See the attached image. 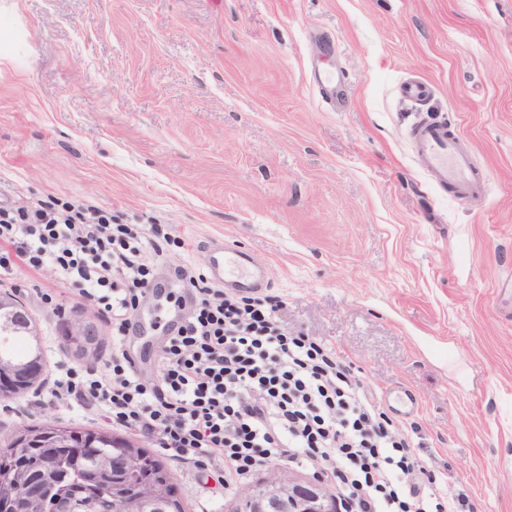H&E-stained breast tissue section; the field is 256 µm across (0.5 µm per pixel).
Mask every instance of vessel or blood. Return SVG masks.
<instances>
[{"label": "vessel or blood", "mask_w": 512, "mask_h": 512, "mask_svg": "<svg viewBox=\"0 0 512 512\" xmlns=\"http://www.w3.org/2000/svg\"><path fill=\"white\" fill-rule=\"evenodd\" d=\"M432 93V84L423 79H411L399 87L400 96L415 104L427 101ZM412 139L417 157L434 174L440 187L451 189L460 198L480 197L486 193L485 179L447 123L418 124L412 130ZM207 268L215 282L241 292L255 291L261 283L248 255L226 244H216L209 249Z\"/></svg>", "instance_id": "vessel-or-blood-1"}]
</instances>
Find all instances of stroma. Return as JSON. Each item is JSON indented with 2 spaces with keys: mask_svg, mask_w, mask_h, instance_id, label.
Here are the masks:
<instances>
[{
  "mask_svg": "<svg viewBox=\"0 0 512 512\" xmlns=\"http://www.w3.org/2000/svg\"><path fill=\"white\" fill-rule=\"evenodd\" d=\"M335 72L332 100L315 83ZM432 83L423 109L398 95ZM446 120L489 193L452 197L407 132ZM111 208L168 224L185 245L133 319L127 352L159 373L177 271L227 243L261 270L289 327L340 351L439 487L474 512H512V0H0V198ZM18 270L0 292L29 308L46 370L0 399L18 424L111 428L35 407L58 366L104 369L112 336L79 354L62 318L96 317L71 285L52 303ZM411 391L412 414L390 393ZM186 512H232L208 468L161 451Z\"/></svg>",
  "mask_w": 512,
  "mask_h": 512,
  "instance_id": "1",
  "label": "stroma"
}]
</instances>
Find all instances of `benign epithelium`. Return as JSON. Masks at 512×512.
<instances>
[{"label": "benign epithelium", "instance_id": "benign-epithelium-1", "mask_svg": "<svg viewBox=\"0 0 512 512\" xmlns=\"http://www.w3.org/2000/svg\"><path fill=\"white\" fill-rule=\"evenodd\" d=\"M67 336H81L90 344L101 341L102 331L88 318H69L62 324ZM34 379L29 371L9 359L0 358V397L15 398L22 395ZM37 443L45 452L33 461V465L45 474L56 471L60 454L57 449L66 445V437L58 431V424L47 421L40 428ZM115 451L100 456L95 463L99 477L122 475L139 500L165 499L170 495L172 483L153 482L140 477V459L134 449L139 444L123 439L112 441ZM77 493L75 487H63L60 483H38L24 470L0 472V507L16 503L27 512H40L42 503L54 497L59 512H70ZM108 512H133V501L126 486L112 484V499L108 500ZM335 504L326 499L321 481H298L285 473L274 471L249 490L236 507L235 512H334Z\"/></svg>", "mask_w": 512, "mask_h": 512}]
</instances>
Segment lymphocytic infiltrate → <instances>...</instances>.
<instances>
[{
  "label": "lymphocytic infiltrate",
  "instance_id": "obj_1",
  "mask_svg": "<svg viewBox=\"0 0 512 512\" xmlns=\"http://www.w3.org/2000/svg\"><path fill=\"white\" fill-rule=\"evenodd\" d=\"M167 225L135 231L110 209L51 199L0 202V282L24 266L77 287L111 327L105 371H59L38 403L81 407L210 467L234 490L259 468L304 464L333 480L339 512H467L438 491L408 435L368 396L342 355L288 332L278 297L229 294L184 268L196 296L146 380L120 344L182 248Z\"/></svg>",
  "mask_w": 512,
  "mask_h": 512
}]
</instances>
